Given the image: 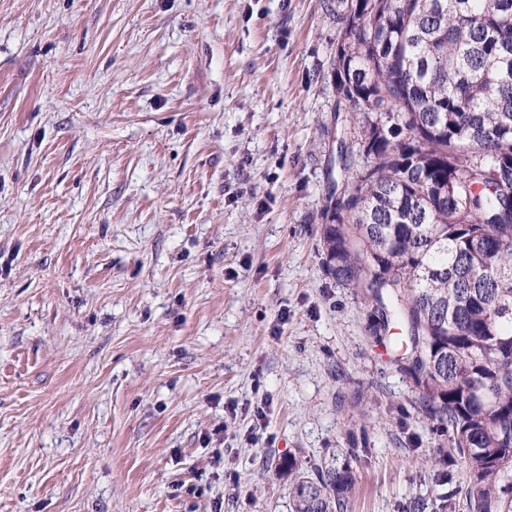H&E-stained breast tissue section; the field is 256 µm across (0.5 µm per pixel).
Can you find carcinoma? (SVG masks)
I'll return each instance as SVG.
<instances>
[{"label":"carcinoma","mask_w":512,"mask_h":512,"mask_svg":"<svg viewBox=\"0 0 512 512\" xmlns=\"http://www.w3.org/2000/svg\"><path fill=\"white\" fill-rule=\"evenodd\" d=\"M333 74L365 172L322 229L336 283L464 463L467 512H512V0H343ZM294 512H347V465L288 459Z\"/></svg>","instance_id":"obj_1"}]
</instances>
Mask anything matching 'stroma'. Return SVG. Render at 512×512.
Segmentation results:
<instances>
[{
  "label": "stroma",
  "mask_w": 512,
  "mask_h": 512,
  "mask_svg": "<svg viewBox=\"0 0 512 512\" xmlns=\"http://www.w3.org/2000/svg\"><path fill=\"white\" fill-rule=\"evenodd\" d=\"M337 0H0V512H348L465 501L362 295ZM222 459H215V450ZM312 473L302 471L296 459H289L294 512H346L355 487L354 471L343 465L326 472L315 468Z\"/></svg>",
  "instance_id": "35a3bbf8"
}]
</instances>
